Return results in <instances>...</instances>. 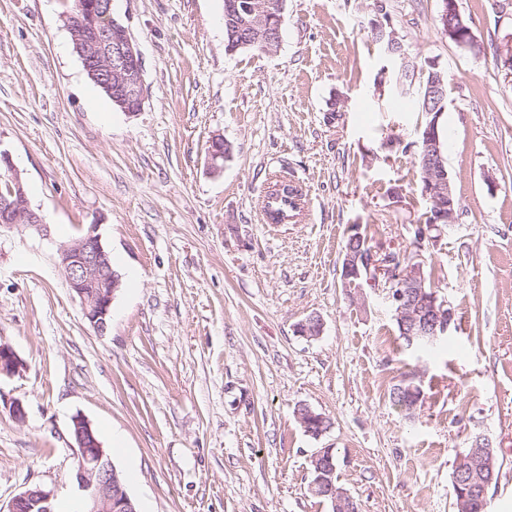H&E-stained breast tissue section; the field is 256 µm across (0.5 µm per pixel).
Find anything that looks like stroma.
Segmentation results:
<instances>
[{"label":"stroma","mask_w":512,"mask_h":512,"mask_svg":"<svg viewBox=\"0 0 512 512\" xmlns=\"http://www.w3.org/2000/svg\"><path fill=\"white\" fill-rule=\"evenodd\" d=\"M458 4L476 48L439 28L440 0H285L267 54L225 51L223 0H112L147 86L128 114L87 77L68 0H0V149L47 224L0 228V342L22 361L0 376L1 508L35 486L78 499L81 414L150 512H329L307 489L318 448L359 512H455L452 472L478 435L500 465L487 510L512 512V0ZM375 18L415 79L431 64L448 76L458 221L419 247L424 116L397 95ZM216 134L231 155L215 170ZM279 180L303 193L289 224L262 209ZM91 224L121 280L103 334L59 259ZM353 224L374 249L421 257L454 310L439 349L405 347L380 288L350 298ZM311 316L321 335L299 336ZM409 372L411 418L389 398ZM301 405L330 419L325 435L304 433ZM371 32L376 36L377 41L380 43L384 54L388 57L394 58V55L401 53L402 60L405 58V53L402 47H398L397 37L393 30L388 31L386 26L379 20L373 19L370 22ZM389 35V40L385 41V37Z\"/></svg>","instance_id":"obj_1"}]
</instances>
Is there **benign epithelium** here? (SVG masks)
<instances>
[{"mask_svg": "<svg viewBox=\"0 0 512 512\" xmlns=\"http://www.w3.org/2000/svg\"><path fill=\"white\" fill-rule=\"evenodd\" d=\"M444 2L442 21L448 39L460 47L473 45L474 35L457 0ZM269 15L268 3L256 0L241 18L246 44L259 43L264 53L274 52V46L281 39V35L271 29ZM66 20L75 50L90 79L104 89L122 111L128 114L139 112L147 94L142 55L128 28L113 17L112 0L79 4ZM370 28L386 56L392 58L403 52L398 47L395 32L387 30L381 21L372 20ZM0 166L5 167V176L12 182L9 197L0 200V228L28 226L45 230L42 216L28 204L21 178L6 151L0 150ZM422 166L425 194L435 203L448 197V213L440 220L448 221L451 228L456 221L458 200L444 165L440 142L424 144ZM349 233L359 248H351L344 254L343 279L364 277L385 290L410 341L431 342L446 336L454 312L446 299L434 291H426L424 263L417 257L402 261L392 253L377 261L374 250H365L361 227L353 225ZM59 257L69 289L82 303L85 319L97 332H105L113 299L120 288V277L113 270L110 253L101 242L98 225H89L81 236L62 246ZM21 367L22 362L12 348L0 343V374H13ZM71 434L78 448L74 479L78 488L85 492L86 512H136L89 421L80 414L73 416ZM331 455L332 449L319 448L309 457L314 470L310 471L308 491L313 496L330 498L336 512H353L352 497L336 487L334 474L329 472L327 463L331 462ZM478 466L487 474L480 485L471 479ZM493 477L489 442L478 437L455 467L453 482L460 495V509L468 508L473 500L487 501V488ZM8 512H55L52 495L41 488H29L12 499Z\"/></svg>", "mask_w": 512, "mask_h": 512, "instance_id": "1", "label": "benign epithelium"}]
</instances>
